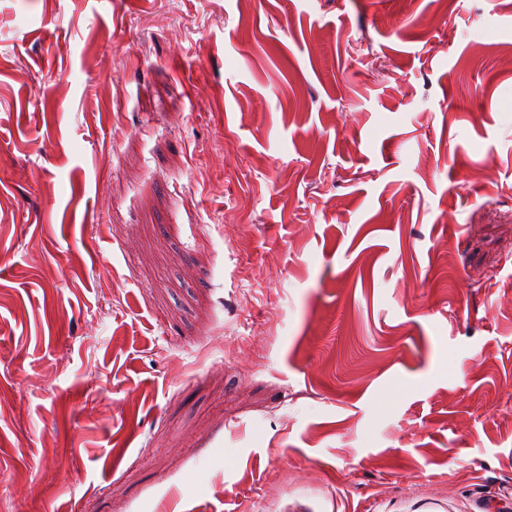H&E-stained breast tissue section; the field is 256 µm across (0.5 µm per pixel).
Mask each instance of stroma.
I'll return each instance as SVG.
<instances>
[{"label": "stroma", "instance_id": "1", "mask_svg": "<svg viewBox=\"0 0 512 512\" xmlns=\"http://www.w3.org/2000/svg\"><path fill=\"white\" fill-rule=\"evenodd\" d=\"M0 512H512V0H0Z\"/></svg>", "mask_w": 512, "mask_h": 512}]
</instances>
